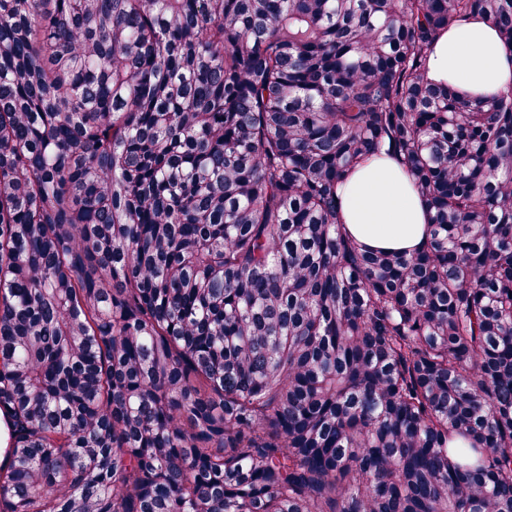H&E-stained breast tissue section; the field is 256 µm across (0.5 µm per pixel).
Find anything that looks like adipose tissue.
I'll use <instances>...</instances> for the list:
<instances>
[{"label": "adipose tissue", "instance_id": "ef3b65f1", "mask_svg": "<svg viewBox=\"0 0 512 512\" xmlns=\"http://www.w3.org/2000/svg\"><path fill=\"white\" fill-rule=\"evenodd\" d=\"M425 78L466 98L504 94L512 91V52L491 20L469 17L438 36ZM340 194L342 221L367 249L410 254L426 245L429 215L394 156L383 153L357 166L346 175Z\"/></svg>", "mask_w": 512, "mask_h": 512}]
</instances>
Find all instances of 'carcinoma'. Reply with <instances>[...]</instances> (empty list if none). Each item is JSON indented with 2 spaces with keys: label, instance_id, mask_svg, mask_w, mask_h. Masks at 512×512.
Returning <instances> with one entry per match:
<instances>
[{
  "label": "carcinoma",
  "instance_id": "1",
  "mask_svg": "<svg viewBox=\"0 0 512 512\" xmlns=\"http://www.w3.org/2000/svg\"><path fill=\"white\" fill-rule=\"evenodd\" d=\"M512 0H0V512H512ZM387 151L432 222L348 236ZM425 79L448 84L466 98L508 93L512 90V52L505 48L491 20L483 16L465 18L436 39Z\"/></svg>",
  "mask_w": 512,
  "mask_h": 512
}]
</instances>
